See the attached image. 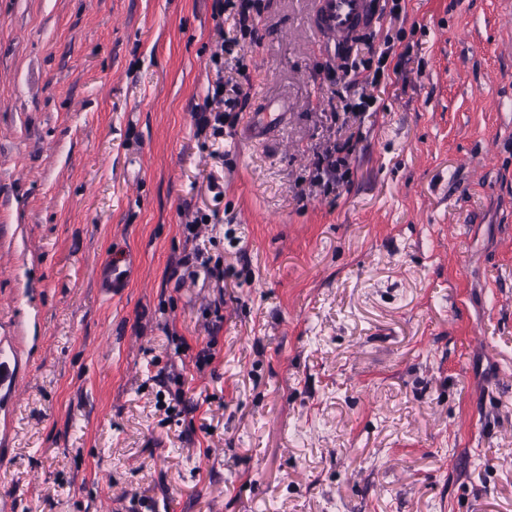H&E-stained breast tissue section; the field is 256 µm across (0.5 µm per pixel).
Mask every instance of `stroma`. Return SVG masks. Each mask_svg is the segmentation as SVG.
I'll return each mask as SVG.
<instances>
[{
	"instance_id": "1",
	"label": "stroma",
	"mask_w": 512,
	"mask_h": 512,
	"mask_svg": "<svg viewBox=\"0 0 512 512\" xmlns=\"http://www.w3.org/2000/svg\"><path fill=\"white\" fill-rule=\"evenodd\" d=\"M400 5L359 90L314 0H263L233 54L222 0H0V512H512V0ZM200 243L223 290L170 277ZM281 116L282 112H275L273 105H270L268 112H252L249 119L252 140L259 141L264 130L279 122ZM135 258L129 251L109 254L97 269L96 287L105 297L121 295L128 285Z\"/></svg>"
}]
</instances>
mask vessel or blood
I'll return each mask as SVG.
<instances>
[{
    "mask_svg": "<svg viewBox=\"0 0 512 512\" xmlns=\"http://www.w3.org/2000/svg\"><path fill=\"white\" fill-rule=\"evenodd\" d=\"M375 0H315L314 21L325 44L344 51L373 21ZM135 259L131 253L111 254L96 272V286L108 298L128 285Z\"/></svg>",
    "mask_w": 512,
    "mask_h": 512,
    "instance_id": "1",
    "label": "vessel or blood"
}]
</instances>
